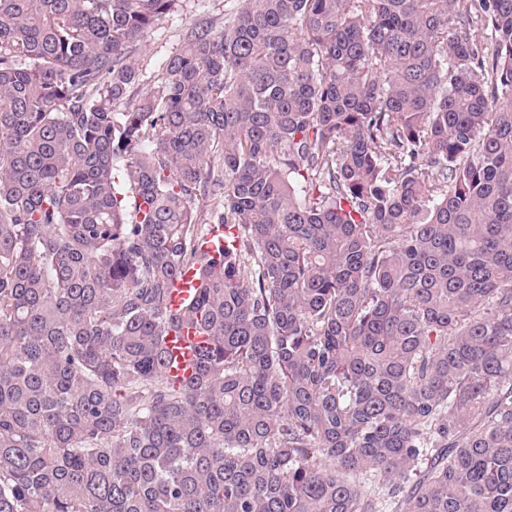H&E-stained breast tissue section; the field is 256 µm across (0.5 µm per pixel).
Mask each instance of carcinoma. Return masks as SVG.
Masks as SVG:
<instances>
[{"instance_id": "cac0c4a2", "label": "carcinoma", "mask_w": 512, "mask_h": 512, "mask_svg": "<svg viewBox=\"0 0 512 512\" xmlns=\"http://www.w3.org/2000/svg\"><path fill=\"white\" fill-rule=\"evenodd\" d=\"M178 2L0 0V512H512V0ZM228 5V0H181L173 13L160 18L139 43V86L131 94L157 87L163 64L181 48L188 29L206 23L222 26ZM195 271L188 270L182 274L180 278L175 279L171 283L170 289V306L173 311H177L184 300L188 297L189 289L191 285H196L197 282L194 280ZM203 340L204 336L184 328L172 331L167 336L165 349L172 359L171 375L181 378L184 375H192L195 372L194 350Z\"/></svg>"}]
</instances>
